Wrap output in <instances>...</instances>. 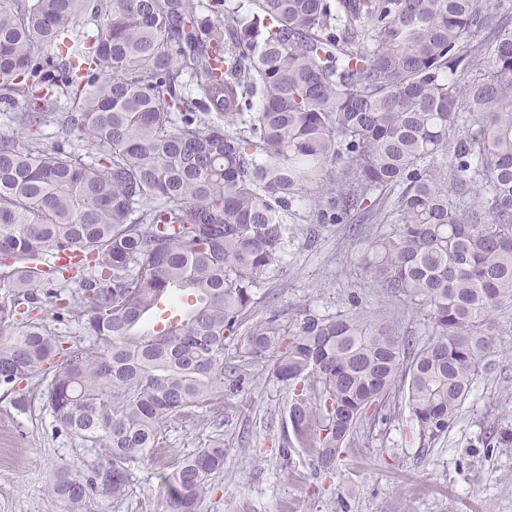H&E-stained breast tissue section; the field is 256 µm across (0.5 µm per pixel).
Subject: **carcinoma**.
<instances>
[{"mask_svg":"<svg viewBox=\"0 0 512 512\" xmlns=\"http://www.w3.org/2000/svg\"><path fill=\"white\" fill-rule=\"evenodd\" d=\"M250 3L0 0V103L18 109L0 136V387L41 377L57 427L103 450L52 474L65 512L127 495L163 425L224 389L228 339L242 362L277 351L295 440L323 472L395 391L420 435L448 436L498 350L496 316L512 309L504 0ZM188 72L203 75L190 91ZM51 124L63 137L48 144L36 132ZM309 188L319 224L397 192L362 268L426 310L424 342L359 314L251 318ZM48 299L88 345L65 352L29 319ZM223 468L219 440L181 460L167 512H197Z\"/></svg>","mask_w":512,"mask_h":512,"instance_id":"1","label":"carcinoma"}]
</instances>
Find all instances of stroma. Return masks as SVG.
Here are the masks:
<instances>
[{"label":"stroma","instance_id":"stroma-1","mask_svg":"<svg viewBox=\"0 0 512 512\" xmlns=\"http://www.w3.org/2000/svg\"><path fill=\"white\" fill-rule=\"evenodd\" d=\"M311 192L288 210L284 269L258 294L253 317L283 310L297 324L303 310L374 314L391 309L402 334L424 338L423 313L387 300L367 282L362 257L389 221H368L359 232L345 224L315 223ZM500 349L479 376L447 438L419 437L402 399L390 401L387 423L360 426L331 476H314V452L295 447L288 423V388L271 376L276 352L253 359L240 381L194 414L164 425L160 446L132 471L128 495H105L91 512H164V478L177 463L214 440L224 442V470L198 512H512V315L499 320ZM28 409L13 407L0 390V512H63L48 492L60 466L83 467L100 449L57 432L38 379L20 382ZM492 432L483 444V432Z\"/></svg>","mask_w":512,"mask_h":512}]
</instances>
